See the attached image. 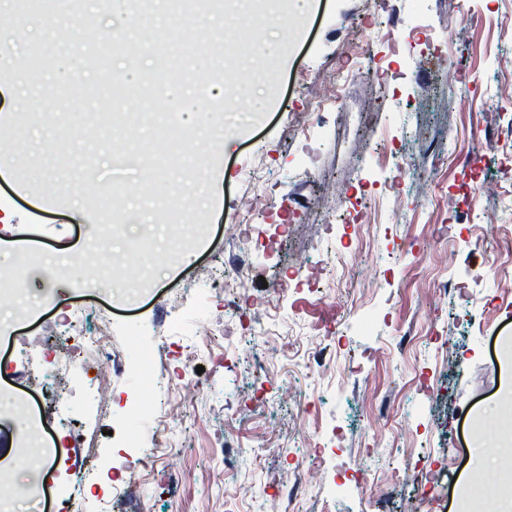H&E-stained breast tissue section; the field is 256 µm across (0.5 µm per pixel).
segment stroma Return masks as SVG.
Returning <instances> with one entry per match:
<instances>
[{
    "label": "stroma",
    "instance_id": "1",
    "mask_svg": "<svg viewBox=\"0 0 512 512\" xmlns=\"http://www.w3.org/2000/svg\"><path fill=\"white\" fill-rule=\"evenodd\" d=\"M200 23L155 8V36L192 26L202 45L193 54H150L146 80L116 100L113 69L139 68L112 31L140 34L141 22L113 18L108 0H9L0 36L14 55L0 87L17 101L0 117V244L26 246L20 304H0V362L13 387L37 395L27 370L39 360L36 341H55L62 311L82 295L112 310V352L145 348L155 371L178 377L168 397L183 428L155 432L129 411L142 398L136 377L110 388L85 378L70 403L73 431L47 423L52 459L22 448L18 423L0 418V463L20 460L0 484V512H37L15 501V486L34 479L48 489L52 512L76 494L85 512H285L272 478L292 483L309 468L295 512H412V476L449 454L453 470H438L425 512H502L512 501V225L495 216L508 206L497 196L474 198L486 180L512 183L498 161L512 155V112L490 102L512 90V41L497 22L512 16V0H313L288 17V49L264 55L260 25L238 18L216 39ZM389 20L399 52L375 48L386 70V101L373 89L348 85L306 134L297 127L309 91L347 66L345 48L368 14ZM81 75H59L63 57ZM234 66L244 82L226 93L223 136L194 132L188 162L170 160L156 129L131 124L133 111L178 109L166 93V69L206 73ZM150 151H142V144ZM429 170L431 181L398 193L394 168L373 164L374 148ZM222 183L209 206L197 190L203 168ZM126 193L109 196L113 183ZM259 198L248 231L256 251L240 257L225 226ZM456 208H449V199ZM374 218L362 236L345 224L357 209ZM339 224H316L323 211ZM101 224L124 230L108 246L113 273L141 268L146 277L129 296L110 295L109 282L84 265L82 250ZM202 230L190 262L175 265V226ZM248 272L246 302L231 306L215 281L219 259ZM312 261L326 273L317 290L275 295V281ZM204 305L212 333L200 345L185 319ZM29 318L18 324L17 307ZM450 339L430 343L425 320ZM318 351L331 352L326 364ZM203 377V390L193 381ZM265 443L261 455L252 448ZM152 468L149 491L131 486L112 494L114 476L131 461ZM92 470L94 482L80 473ZM367 474L368 490L354 488Z\"/></svg>",
    "mask_w": 512,
    "mask_h": 512
}]
</instances>
